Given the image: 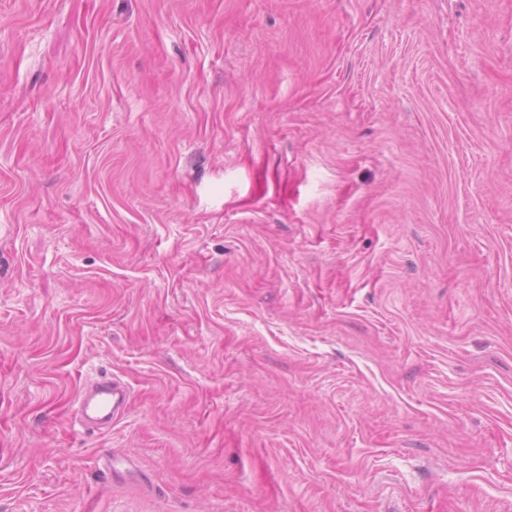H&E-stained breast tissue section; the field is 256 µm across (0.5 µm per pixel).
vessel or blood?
<instances>
[{"instance_id":"obj_1","label":"vessel or blood","mask_w":512,"mask_h":512,"mask_svg":"<svg viewBox=\"0 0 512 512\" xmlns=\"http://www.w3.org/2000/svg\"><path fill=\"white\" fill-rule=\"evenodd\" d=\"M127 403L128 389L124 382L104 373L83 384L77 396L74 416L86 430L105 432L121 417Z\"/></svg>"}]
</instances>
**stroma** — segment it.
Here are the masks:
<instances>
[{
  "mask_svg": "<svg viewBox=\"0 0 512 512\" xmlns=\"http://www.w3.org/2000/svg\"><path fill=\"white\" fill-rule=\"evenodd\" d=\"M0 512H512V0H0ZM128 403V389L112 374H100L87 380L76 400L74 416L88 431L105 432L112 429L124 413Z\"/></svg>",
  "mask_w": 512,
  "mask_h": 512,
  "instance_id": "obj_1",
  "label": "stroma"
}]
</instances>
